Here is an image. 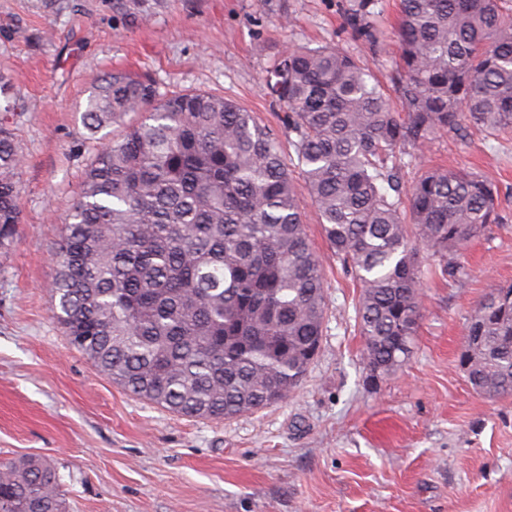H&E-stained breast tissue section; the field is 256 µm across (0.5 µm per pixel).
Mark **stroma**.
Instances as JSON below:
<instances>
[{
	"mask_svg": "<svg viewBox=\"0 0 512 512\" xmlns=\"http://www.w3.org/2000/svg\"><path fill=\"white\" fill-rule=\"evenodd\" d=\"M350 0H0V126L25 163L20 221L0 248V460L37 457L69 512H512V396L488 398L458 358L467 317L512 285V134L437 135L427 165L486 176L499 222L465 274L427 272L410 360L369 385L359 288L293 186L327 284L320 352L286 402L221 421L131 396L72 350L51 315L53 254L97 145L80 115L115 71L163 91L235 101L280 140L267 70L289 46H340L389 83L399 0H382L378 55L345 25Z\"/></svg>",
	"mask_w": 512,
	"mask_h": 512,
	"instance_id": "1",
	"label": "stroma"
}]
</instances>
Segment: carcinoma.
<instances>
[{
    "label": "carcinoma",
    "mask_w": 512,
    "mask_h": 512,
    "mask_svg": "<svg viewBox=\"0 0 512 512\" xmlns=\"http://www.w3.org/2000/svg\"><path fill=\"white\" fill-rule=\"evenodd\" d=\"M379 0L345 24L378 51ZM392 89L338 48L293 46L269 74L288 144L222 96L161 93L116 72L91 91L88 138L123 126L84 171L55 253L53 319L112 382L169 412L223 420L291 396L320 349L325 279L303 222L301 170L323 234L360 285L369 382L412 353L419 257L457 279L498 223L497 190L464 169L422 170L436 134L512 130V9L504 0H400ZM24 155L0 127V246L20 218ZM420 174L404 188L400 173ZM467 381L512 395V286L467 320ZM0 512H66L48 462L0 460Z\"/></svg>",
    "instance_id": "obj_1"
}]
</instances>
